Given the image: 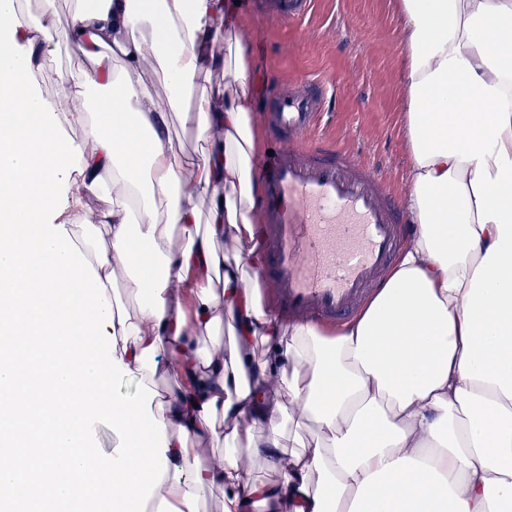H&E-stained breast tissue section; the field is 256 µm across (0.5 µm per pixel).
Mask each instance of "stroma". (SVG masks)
Here are the masks:
<instances>
[{"label":"stroma","instance_id":"35a3bbf8","mask_svg":"<svg viewBox=\"0 0 512 512\" xmlns=\"http://www.w3.org/2000/svg\"><path fill=\"white\" fill-rule=\"evenodd\" d=\"M21 8L41 24L52 47L36 74L38 91L53 98L64 77L80 78L90 64L67 50L55 22L42 18L40 0H22ZM396 9L397 0H315L311 12L293 25L267 16L263 0H241L237 13L255 66L257 114L266 110L271 83L316 75L334 84L328 134L359 161L382 170L403 195L409 154L402 134Z\"/></svg>","mask_w":512,"mask_h":512}]
</instances>
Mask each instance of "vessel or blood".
Wrapping results in <instances>:
<instances>
[{"label":"vessel or blood","mask_w":512,"mask_h":512,"mask_svg":"<svg viewBox=\"0 0 512 512\" xmlns=\"http://www.w3.org/2000/svg\"><path fill=\"white\" fill-rule=\"evenodd\" d=\"M312 0H269L289 22ZM334 90L304 77L270 89L266 134L273 152L259 173L258 206L265 267L279 310L306 321L333 323L358 310L386 279L404 245L405 215L388 181L322 131Z\"/></svg>","instance_id":"vessel-or-blood-1"}]
</instances>
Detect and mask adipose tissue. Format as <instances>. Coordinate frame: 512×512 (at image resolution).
Here are the masks:
<instances>
[{
    "label": "adipose tissue",
    "mask_w": 512,
    "mask_h": 512,
    "mask_svg": "<svg viewBox=\"0 0 512 512\" xmlns=\"http://www.w3.org/2000/svg\"><path fill=\"white\" fill-rule=\"evenodd\" d=\"M0 18V507L83 493L112 512H201L217 486L222 512H512V0H398L413 231L331 337L242 275L262 262L261 184L229 0H79L59 18L93 64L67 84L90 152L18 84L41 29L18 0ZM174 113L219 144L187 155ZM92 193L112 206L90 221ZM133 372L137 399L116 397ZM99 425L112 453L91 446Z\"/></svg>",
    "instance_id": "adipose-tissue-1"
}]
</instances>
